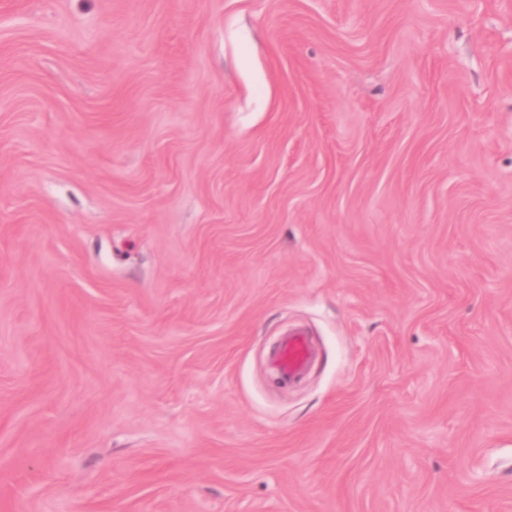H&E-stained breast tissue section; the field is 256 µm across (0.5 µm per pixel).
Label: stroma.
<instances>
[{
	"label": "stroma",
	"mask_w": 512,
	"mask_h": 512,
	"mask_svg": "<svg viewBox=\"0 0 512 512\" xmlns=\"http://www.w3.org/2000/svg\"><path fill=\"white\" fill-rule=\"evenodd\" d=\"M0 512H512V0H0ZM308 333L293 329L284 336L273 358L280 379L288 384L298 381L314 358V347Z\"/></svg>",
	"instance_id": "obj_1"
}]
</instances>
